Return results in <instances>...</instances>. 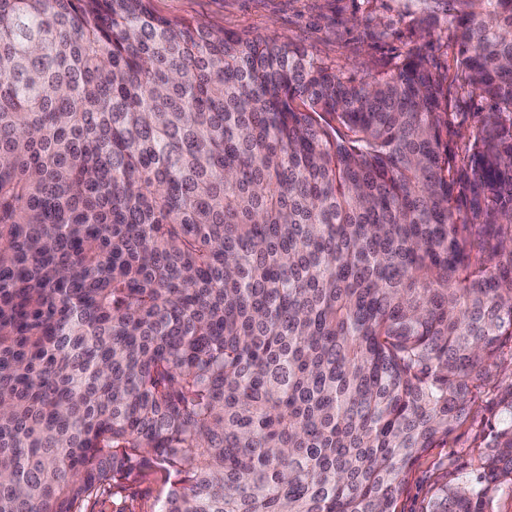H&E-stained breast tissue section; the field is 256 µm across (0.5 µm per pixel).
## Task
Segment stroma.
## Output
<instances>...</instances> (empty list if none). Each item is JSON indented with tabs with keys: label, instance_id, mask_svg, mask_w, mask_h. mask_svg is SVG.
Here are the masks:
<instances>
[{
	"label": "stroma",
	"instance_id": "35a3bbf8",
	"mask_svg": "<svg viewBox=\"0 0 512 512\" xmlns=\"http://www.w3.org/2000/svg\"><path fill=\"white\" fill-rule=\"evenodd\" d=\"M171 19H192L249 38L277 36L300 45L342 77L388 71L413 52L438 68L453 67L448 0H151ZM487 393L476 396V415L441 448L425 454L409 473L397 512H425L437 487L474 472L476 437Z\"/></svg>",
	"mask_w": 512,
	"mask_h": 512
}]
</instances>
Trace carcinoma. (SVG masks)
<instances>
[{
	"label": "carcinoma",
	"instance_id": "cac0c4a2",
	"mask_svg": "<svg viewBox=\"0 0 512 512\" xmlns=\"http://www.w3.org/2000/svg\"><path fill=\"white\" fill-rule=\"evenodd\" d=\"M344 79L151 0H0V512H397L512 341V0ZM477 95L464 153L448 106ZM474 477L512 497V382ZM159 484L145 480L131 486L125 493L130 512H151L158 495Z\"/></svg>",
	"mask_w": 512,
	"mask_h": 512
}]
</instances>
